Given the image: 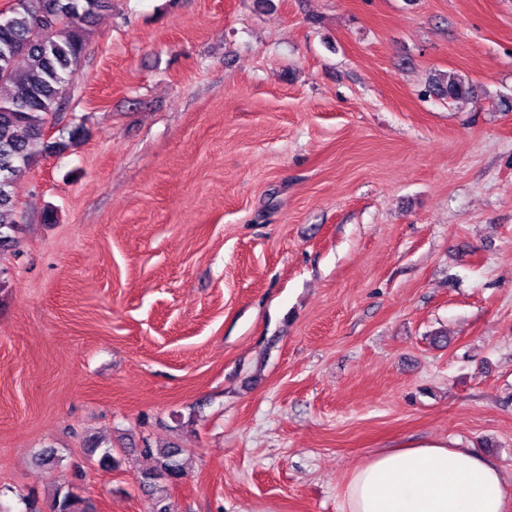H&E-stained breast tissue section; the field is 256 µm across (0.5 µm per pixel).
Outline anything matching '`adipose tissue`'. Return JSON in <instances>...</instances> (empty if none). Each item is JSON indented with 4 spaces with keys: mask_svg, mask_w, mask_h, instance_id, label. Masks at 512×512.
<instances>
[{
    "mask_svg": "<svg viewBox=\"0 0 512 512\" xmlns=\"http://www.w3.org/2000/svg\"><path fill=\"white\" fill-rule=\"evenodd\" d=\"M342 512H512L501 467L470 448L413 441L367 456L348 477Z\"/></svg>",
    "mask_w": 512,
    "mask_h": 512,
    "instance_id": "ef3b65f1",
    "label": "adipose tissue"
}]
</instances>
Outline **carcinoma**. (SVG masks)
I'll return each instance as SVG.
<instances>
[{"label":"carcinoma","mask_w":512,"mask_h":512,"mask_svg":"<svg viewBox=\"0 0 512 512\" xmlns=\"http://www.w3.org/2000/svg\"><path fill=\"white\" fill-rule=\"evenodd\" d=\"M112 9L111 0H17L0 15V254L13 250L20 225L16 224L11 188L34 162L40 149L62 151L65 142L44 143L43 131L62 110L66 87L74 80L84 49L82 24ZM434 90L451 101L470 94L466 80L454 71L439 75ZM90 455L99 463L115 464L108 442L88 440ZM143 454L154 466L141 472L140 486L151 496L150 512H175L169 486L185 473L176 446L152 447ZM80 498L62 484L50 512H81Z\"/></svg>","instance_id":"cac0c4a2"}]
</instances>
